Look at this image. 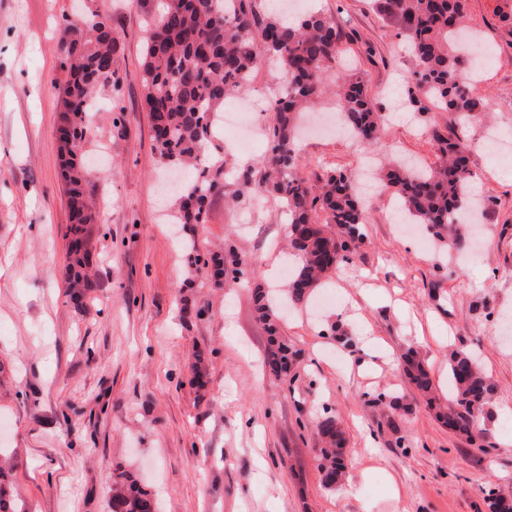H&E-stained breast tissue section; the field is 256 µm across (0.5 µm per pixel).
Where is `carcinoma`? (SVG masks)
<instances>
[{
	"label": "carcinoma",
	"mask_w": 512,
	"mask_h": 512,
	"mask_svg": "<svg viewBox=\"0 0 512 512\" xmlns=\"http://www.w3.org/2000/svg\"><path fill=\"white\" fill-rule=\"evenodd\" d=\"M380 14L397 27L415 61L406 85L410 104L421 113L433 105L468 125L484 104L467 85L455 54L463 28L466 0H375ZM92 30L65 26L58 86L61 115L59 150L70 213L65 262L67 288L81 298L97 288L92 269L90 226L98 223L94 190L85 174L81 147L87 138L89 108L98 89L117 85L122 43L112 29V16L91 12ZM341 33L318 12L291 23L283 13L264 14L255 0H165L159 13L143 18L140 84L149 112L154 149L166 163L191 167L192 178L179 196L181 224H204L212 198L224 194V166L205 158L212 144L211 130L223 115L224 101L253 80L262 58L279 65L287 87L275 101V117L268 129L269 157L259 175L237 173L247 192L274 197L288 218V247L299 258L289 273L288 288L276 296L257 290L256 309L271 345L268 365L277 377L296 366L297 351L281 336L278 306L307 303L337 265L349 259L363 242L364 205L354 180L334 173L314 188L297 168L295 134L305 109L323 94L326 74L336 60ZM343 121L359 144L378 139L382 115L359 78L339 84ZM441 162L432 168L391 166L378 178L392 192L414 223L423 224L440 247L461 251L468 235L462 217L469 212L474 173L469 167L471 142L460 136L434 133ZM192 265L208 268L214 284L231 271L247 273L233 249L204 254L187 244ZM403 372L428 404L433 381L413 350L403 356ZM451 393L448 405L437 404V416L448 430L472 444L483 445L487 435L479 417L490 413L494 388L475 357L455 353L448 363ZM316 431L319 467L326 486L341 483L344 475L345 433L336 416L325 410ZM10 467L0 462V512H17L11 494ZM488 512H512V496L491 494ZM110 512H154L151 493L121 471L114 476Z\"/></svg>",
	"instance_id": "carcinoma-1"
}]
</instances>
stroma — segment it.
<instances>
[{
  "instance_id": "stroma-1",
  "label": "stroma",
  "mask_w": 512,
  "mask_h": 512,
  "mask_svg": "<svg viewBox=\"0 0 512 512\" xmlns=\"http://www.w3.org/2000/svg\"><path fill=\"white\" fill-rule=\"evenodd\" d=\"M341 30L315 109L337 112L336 83L354 74L383 120L380 161L439 160L434 131L474 144L472 190L485 208L469 233L477 251L441 256L431 237L405 236L395 199L364 196L365 237L322 288L337 303L286 311L282 332L299 350L295 374L274 377L253 289L281 285L287 226L278 202L250 193L215 197L206 224L175 223L163 195L166 165L153 149L140 88L143 0H0V455L13 463L20 512H109L116 470L151 491L158 512H485L489 492L512 495V0H468L466 23L485 64L473 93L488 120L461 127L448 113L405 107L414 61L372 0H301ZM111 14L124 47L120 90L103 88L82 154L96 184L98 286L73 302L65 276L69 211L58 154L64 26ZM283 74L272 62L248 91L251 148L225 133V168L262 171ZM125 134L112 125V99ZM301 173L356 175L366 156L346 133L313 131L297 143ZM199 250L235 246L246 278L212 287L190 268ZM353 339L346 348L330 325ZM416 350L435 393L448 397V358L475 353L495 387L484 446L451 433L398 366ZM400 396L397 413L374 393ZM330 409L347 432L357 487L329 490L317 467L315 418Z\"/></svg>"
}]
</instances>
